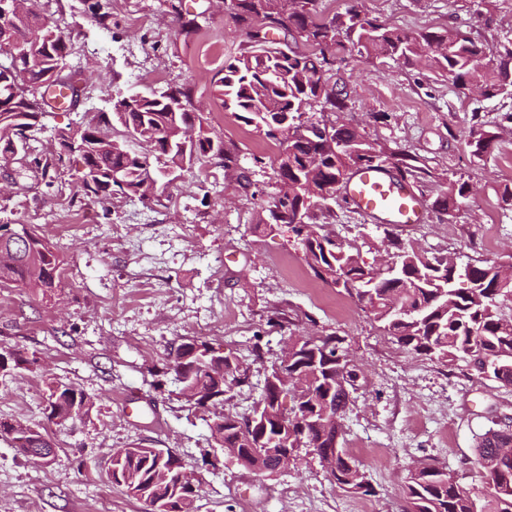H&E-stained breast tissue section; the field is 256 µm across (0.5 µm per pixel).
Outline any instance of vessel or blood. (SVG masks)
Masks as SVG:
<instances>
[{
  "mask_svg": "<svg viewBox=\"0 0 512 512\" xmlns=\"http://www.w3.org/2000/svg\"><path fill=\"white\" fill-rule=\"evenodd\" d=\"M343 201L355 212L380 224H417L425 214L411 187L381 169H362L339 187Z\"/></svg>",
  "mask_w": 512,
  "mask_h": 512,
  "instance_id": "1",
  "label": "vessel or blood"
}]
</instances>
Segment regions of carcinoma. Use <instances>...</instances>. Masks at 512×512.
<instances>
[{"instance_id": "obj_1", "label": "carcinoma", "mask_w": 512, "mask_h": 512, "mask_svg": "<svg viewBox=\"0 0 512 512\" xmlns=\"http://www.w3.org/2000/svg\"><path fill=\"white\" fill-rule=\"evenodd\" d=\"M88 4L98 27L110 29V0H83ZM317 0H230L238 25L245 35L240 54L216 72L214 93L224 110L247 125L259 126L267 121L278 122V115L288 114L289 124H301L304 108L324 103L332 112L348 108V93H338L329 85L326 72L339 55L357 53L368 57H391L406 66L432 74L457 87L481 85L487 99L512 95V74L509 61L512 48L492 49L475 41L468 33L457 29L450 36L425 32L417 36L389 26L349 8L343 13L323 16L317 11ZM269 30L301 38L314 51L310 54L291 50L284 53L279 42L261 33L256 24ZM30 33L47 44L50 53L33 65L16 68L0 55V158L13 153V145L22 142L26 151L16 158L17 175L35 164L43 170L64 165L68 154L60 151L42 159L31 156L30 142L37 140L51 113L46 98L50 86L65 87L71 98L80 101L84 87L80 85L81 69L70 65V36L51 18L48 9L33 17L27 15L0 16V41L13 33ZM64 67L68 73L54 80L47 74ZM176 97L189 105L191 89L185 85H169L160 90L150 89L132 95L117 94L112 99V115L105 112H85L79 125L84 136L95 133L115 122L140 144L135 150L126 139H112V145L92 148L81 157L83 170L76 180L86 196L104 204L112 196H135L147 166L159 164L178 166L181 152L169 149L168 140H178L180 128L198 119L190 111L175 112L170 101ZM336 139L345 151L338 155L320 135L300 137L293 143L288 159H279L278 179H288V196L281 205L294 212L303 209L312 214L317 205L333 198L342 169L347 163L360 161L372 167L373 161L394 160L395 178L403 182H437L441 190L433 207L440 211L456 208L470 193L468 182L451 180L427 167L418 157L394 150L386 145L371 143L341 125L335 128ZM219 134L200 137L188 165L211 157V140ZM495 144V126L475 122L464 136V145L475 159H482ZM121 170L125 186H115L104 179L111 171ZM14 224H0V246L11 247L16 257L0 261V288H26L47 296L60 283L64 260L55 247L38 231L29 226L26 239H11ZM304 249V259L321 281L338 285L339 280L351 283L348 295L356 300L380 323L383 331L410 353L438 363L463 360L478 376L493 378L512 386V284L501 288L496 282L495 262L484 261L472 269V288H452L457 275L442 257L429 258L415 245L399 239L384 229L393 256L403 269L402 278L395 280L378 267L367 266L358 249L327 235H312L311 225H289ZM300 356L288 373V383L272 384L262 392L260 400L272 401L282 394L295 400L289 413L303 417L308 443L326 451L332 447L339 421L348 405L344 385L357 379L355 365H336V350L342 339L334 334L302 336ZM169 359L183 368L181 391L195 409L208 412L224 403L226 376L233 375L236 385L248 382L247 372L228 370L236 363L232 355L214 353L208 342L188 337L168 352ZM85 393L73 386L52 384L48 387V418L58 427L88 414ZM336 418L329 424L323 412ZM240 415L221 414L212 420L223 432L219 447L237 464L269 476L279 469L280 460L257 446L238 424ZM0 436L10 440L18 453L40 461L37 449L55 447L51 433L25 427L21 434L13 432V424L0 422ZM476 466L485 484L484 504L477 506L471 491L463 488L455 477L434 463L411 472L406 480V495L412 512H512V457L497 459L499 449L512 448V425L491 420V425L476 437ZM341 478L350 493L368 496L370 484L348 455L338 458ZM183 475L185 483L200 485L194 466L172 453H159L154 448L137 444L117 448L112 453L109 476L123 486L128 495L141 503L162 500L168 512H178L174 501L175 476Z\"/></svg>"}]
</instances>
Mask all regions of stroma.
Wrapping results in <instances>:
<instances>
[{
  "mask_svg": "<svg viewBox=\"0 0 512 512\" xmlns=\"http://www.w3.org/2000/svg\"><path fill=\"white\" fill-rule=\"evenodd\" d=\"M351 4L413 33L454 27L491 47L512 42V0H319V10L330 16ZM51 13L82 70L81 108L109 111L117 92L144 90L147 70L161 84L190 85L204 131L236 150L253 185L242 188L235 171L211 163L162 179L159 202L116 197L104 205L82 197L79 157L50 181L38 169L11 180L15 163L0 160V224L40 225L64 258L51 296L0 288V351L26 360L0 372V420L49 427L52 383L93 401L88 415L54 430L50 464L27 461L0 437V512H143L109 479L112 451L140 443L195 466L203 479L196 512H405L410 470L431 461L480 494L475 438L489 417L512 416V386L477 377L460 360L444 366L411 354L343 289L314 276L293 233L257 229L278 192L279 147L213 93L214 74L244 41L224 0H112L108 32L82 0H54ZM331 79L349 91V110L328 114L317 103L309 117L356 127L471 186L448 215L432 207L435 186L415 184L427 220L395 225V233L462 264L512 260V201L504 198L512 191V129L480 161L462 143L473 119L495 123L512 111V97L487 99L392 59L355 54L337 60ZM313 226L356 246L366 265L385 256L382 227L341 200L318 210ZM329 333L343 337L358 367L342 446L373 487L369 496L339 489L307 454L271 476L239 466L166 370L170 346L184 336L233 351L249 381L228 385L223 410L242 414L288 336Z\"/></svg>",
  "mask_w": 512,
  "mask_h": 512,
  "instance_id": "1",
  "label": "stroma"
}]
</instances>
